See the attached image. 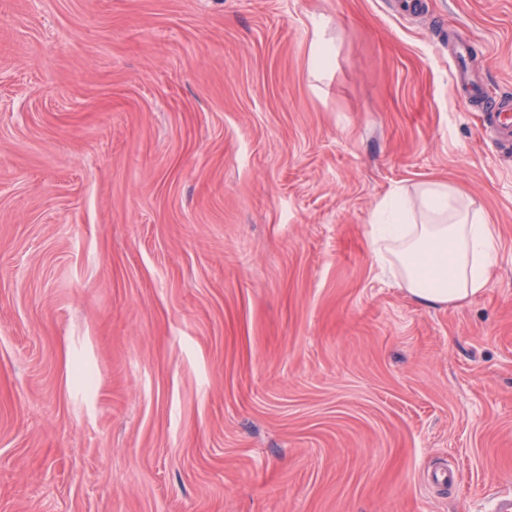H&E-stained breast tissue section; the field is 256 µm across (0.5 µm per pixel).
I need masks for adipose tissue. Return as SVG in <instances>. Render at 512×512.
<instances>
[{
    "mask_svg": "<svg viewBox=\"0 0 512 512\" xmlns=\"http://www.w3.org/2000/svg\"><path fill=\"white\" fill-rule=\"evenodd\" d=\"M377 221L373 255L416 302L452 305L489 288L499 262L497 227L452 184L427 181L415 194L383 200Z\"/></svg>",
    "mask_w": 512,
    "mask_h": 512,
    "instance_id": "obj_1",
    "label": "adipose tissue"
}]
</instances>
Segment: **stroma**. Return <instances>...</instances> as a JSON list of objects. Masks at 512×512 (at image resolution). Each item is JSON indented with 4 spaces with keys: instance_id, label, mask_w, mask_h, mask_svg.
Returning <instances> with one entry per match:
<instances>
[{
    "instance_id": "1",
    "label": "stroma",
    "mask_w": 512,
    "mask_h": 512,
    "mask_svg": "<svg viewBox=\"0 0 512 512\" xmlns=\"http://www.w3.org/2000/svg\"><path fill=\"white\" fill-rule=\"evenodd\" d=\"M452 31L512 98V0H0V512L512 494V149ZM429 180L497 226L477 299L374 259ZM466 52V42L460 37L459 49H458V57H457V68H459L460 78H461V88L466 94V96L472 101H481L484 103V91L482 87L474 82L471 78H469L466 74L461 73L460 68H462V60L465 58Z\"/></svg>"
}]
</instances>
